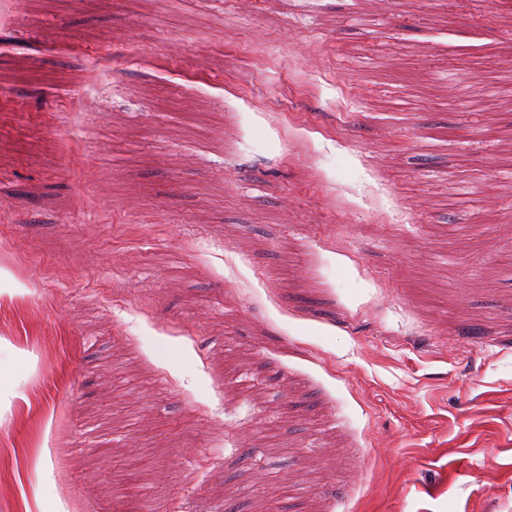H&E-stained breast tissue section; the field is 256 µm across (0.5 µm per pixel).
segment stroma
Masks as SVG:
<instances>
[{
    "instance_id": "35a3bbf8",
    "label": "stroma",
    "mask_w": 512,
    "mask_h": 512,
    "mask_svg": "<svg viewBox=\"0 0 512 512\" xmlns=\"http://www.w3.org/2000/svg\"><path fill=\"white\" fill-rule=\"evenodd\" d=\"M16 2L0 512H512V8Z\"/></svg>"
}]
</instances>
